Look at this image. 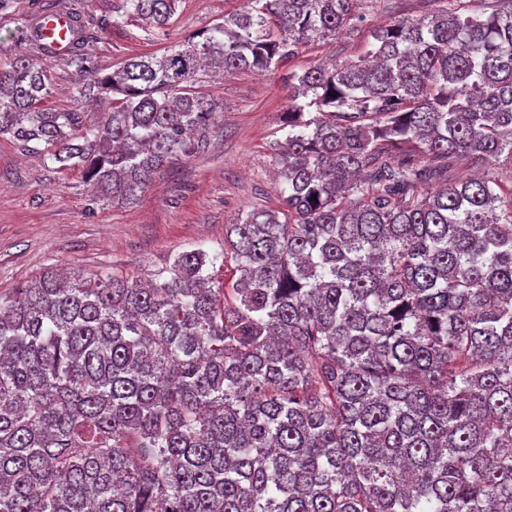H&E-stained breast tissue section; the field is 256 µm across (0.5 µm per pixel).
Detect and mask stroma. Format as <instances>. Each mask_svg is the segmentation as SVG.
<instances>
[{
    "label": "stroma",
    "instance_id": "stroma-1",
    "mask_svg": "<svg viewBox=\"0 0 512 512\" xmlns=\"http://www.w3.org/2000/svg\"><path fill=\"white\" fill-rule=\"evenodd\" d=\"M35 0H14L0 15V60L24 52L18 36ZM247 0H180L167 35L114 15L119 0H81L89 14L112 26L86 46L101 68L170 40L192 36L242 10ZM423 0H361L360 21L341 35L300 48L275 72H241L199 86L216 105L206 147L157 172L141 199L124 207L95 203L80 171L59 170L43 155L0 140V292L66 268L85 277L110 274L144 281L168 267L177 253L224 250V229L254 208L278 209L281 183L275 148L288 129V76L318 65L343 64L365 49L372 33L396 16L423 15ZM52 106L77 104L79 77L63 57L48 59Z\"/></svg>",
    "mask_w": 512,
    "mask_h": 512
}]
</instances>
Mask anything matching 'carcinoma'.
I'll return each instance as SVG.
<instances>
[{"label": "carcinoma", "instance_id": "cac0c4a2", "mask_svg": "<svg viewBox=\"0 0 512 512\" xmlns=\"http://www.w3.org/2000/svg\"><path fill=\"white\" fill-rule=\"evenodd\" d=\"M179 2L117 12L163 34ZM357 2L250 0L102 75L98 20L41 0L34 53L0 60V138L130 205L204 148L195 85L277 68ZM428 2L292 74L282 208L228 225L222 256L0 294V512H512V0ZM58 14L98 120L44 105ZM69 21L62 15L51 18L45 25L44 35L57 50L65 49L67 45V33Z\"/></svg>", "mask_w": 512, "mask_h": 512}]
</instances>
